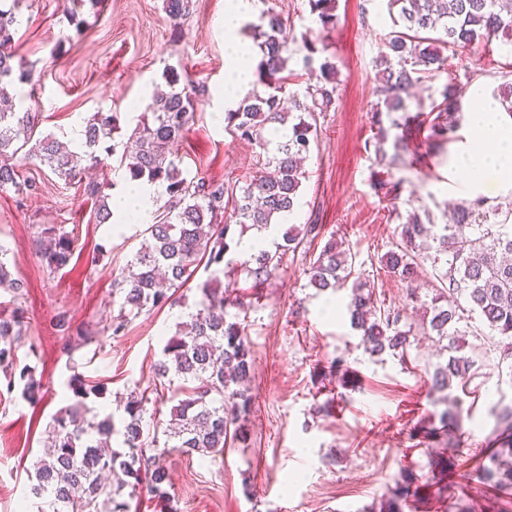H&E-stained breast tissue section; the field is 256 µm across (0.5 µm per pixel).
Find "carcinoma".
<instances>
[{"instance_id": "obj_1", "label": "carcinoma", "mask_w": 512, "mask_h": 512, "mask_svg": "<svg viewBox=\"0 0 512 512\" xmlns=\"http://www.w3.org/2000/svg\"><path fill=\"white\" fill-rule=\"evenodd\" d=\"M24 0H0V190L12 188L27 196L37 195L40 183L21 178L18 154L47 167L66 183L77 179L76 152L71 142L53 134L37 133V115L26 100L12 94L15 83H30L33 72L12 51L17 13ZM310 14L323 31L336 25L335 0H308ZM174 31L189 14L191 0H166ZM392 27L382 39L375 58L377 92L382 105L375 107L372 128L376 153L388 159L386 170L377 173L376 186L394 189L391 169L401 153L425 149L429 153L449 140L456 129L465 87L452 71L451 60L458 49L488 43L496 37L512 46V0H387ZM288 20L269 9L260 16L263 28L259 43L260 88L243 100L233 112L224 113L226 128L237 137L255 144L257 175L243 186L190 176L176 164L175 149L194 120L196 88L189 80L170 70L165 76L168 89L152 96L149 112L137 119L121 155L115 134L121 131L116 112L93 113L82 125L78 149L94 167L104 168L116 157L115 169L124 170L131 181L146 180L164 188L163 205L154 213L153 223L144 229L140 248L127 263L125 272L114 278L112 335L124 333L131 319L144 312L165 307L169 291L188 283L204 267L210 278L197 285L199 299L187 320L163 347V360L155 372L151 392L176 388L186 398L170 412V432L164 443L145 435V415L152 399L146 392L130 391L123 402V415L100 418L89 415L86 399L103 395L107 388L73 372L67 381L70 403L53 416L46 431L43 456L33 465V494L49 498L52 512H131V501L146 490L169 507L171 488L166 457L174 452L203 457L224 453V448L250 446L244 429L253 412L251 382L255 351L239 314L245 310L238 296L226 293L219 275L245 276L258 287L280 270L288 252L321 237L322 225L304 224L282 236L275 249L261 248L242 258H233L240 239L250 230L261 233L293 213L299 188L305 179L301 161L318 136V119L336 103V64L317 60L313 40L302 38L290 45L286 36ZM302 56L307 75L302 94L293 93L290 107H283L282 95L293 78L287 72L291 55ZM445 79L439 97L427 96L429 103H416L411 112L408 101L415 86ZM503 108L512 114V73L505 71L497 87ZM282 126L288 135L276 142L265 132ZM393 142L387 155L385 143ZM107 183L85 186L94 200L98 224L112 218ZM483 201L475 200L455 208L452 222L437 224L429 211L414 212L398 225L399 240L380 258L391 276L405 282L409 297L419 299L417 281L425 267L437 282L435 294L423 309L421 327L439 340L447 356L432 364L429 391H450L465 384L476 365V357L464 353L458 323L464 314L478 315L496 338L500 360L508 363L512 375V216L496 224H479ZM75 237L65 224H40L34 244L46 272L55 274L67 267L74 255ZM8 249L0 243V295L16 303L24 296V284L15 278L7 261ZM355 255L343 241L328 239L309 263V284L320 290L348 289L351 325L360 332L361 346L372 356L387 350L406 353L413 325L403 324L399 310L378 306L375 285L364 274L354 275ZM27 332L25 311L17 306L10 313L0 310V372L11 393L20 389L21 398L32 406L44 398V384L34 369L17 364V350ZM448 438L459 425L457 402L439 415ZM122 437V449L112 448V438ZM417 478L406 471L385 499L379 512H404L407 499L418 490ZM476 481L512 492V406L496 415L490 447L483 450Z\"/></svg>"}]
</instances>
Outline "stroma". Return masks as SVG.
<instances>
[{"mask_svg":"<svg viewBox=\"0 0 512 512\" xmlns=\"http://www.w3.org/2000/svg\"><path fill=\"white\" fill-rule=\"evenodd\" d=\"M70 5V0H27L17 15L15 48L34 72L33 84L19 90L35 95L39 132L71 136L99 110L118 112L123 132H130L136 124L130 102L148 106L173 69L199 90L194 123L178 147L179 167L216 181L242 182L256 171L257 147L218 123L214 109L229 65L251 74L257 70L259 12L271 7L288 15L292 37L310 34L321 56L335 62L339 85L335 106L319 119L290 222H312L324 235L344 240L355 255V271L374 279L384 307L407 310L409 322H418L405 285L379 264L397 239L388 212L425 207L439 217L448 204L459 203L450 159L461 149L467 125L459 123L453 142L440 152L406 157L394 172L401 182L398 199L375 188L374 60L392 25L386 0H336L337 25L324 32L307 0H254L248 27L236 30L253 52L234 62L216 27L225 0H191L177 34L166 0L84 6L79 30L69 23ZM500 46L496 40L459 51L453 66L467 89L462 112L475 107L474 87L492 95L500 72L512 71V53ZM21 174L40 182L41 191L28 198L0 191V242L10 249L14 276L26 285L22 306L28 328L18 361L36 366L48 393L33 407L6 393L0 382V512H23L28 473L42 452L46 428L70 396L71 372L107 382L115 393L152 385L167 338L199 298L197 291L185 292L180 303L141 314L123 335L112 336L106 330L112 281L139 248L142 225L127 223L114 231L95 223L84 182L67 185L48 168L33 165L23 166ZM40 224L75 228L74 256L54 275L34 249L33 232ZM322 246L318 240L287 254L277 276L258 288L240 283L255 304L246 318L256 352L254 410L245 425L251 445L205 459L171 455L175 512H369L406 470L417 477L418 494L404 512H454L451 503L459 497L473 499L476 512H491L492 493L473 475L497 408L512 404V377L502 373L498 349L485 348L487 327L475 318L465 328L467 345L481 354L467 385L454 391L462 409L458 444L430 436L445 408L440 394L430 393L427 375L440 349L437 337L413 336L401 358L366 353L351 325L345 292L321 293L308 283L305 270ZM97 250L102 256L96 261ZM62 314L73 324L99 329V342L68 349L56 326ZM337 358L344 359L345 372L328 375ZM442 450L457 458L445 478L433 467Z\"/></svg>","mask_w":512,"mask_h":512,"instance_id":"obj_1","label":"stroma"}]
</instances>
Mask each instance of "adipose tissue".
Returning <instances> with one entry per match:
<instances>
[{"instance_id":"ef3b65f1","label":"adipose tissue","mask_w":512,"mask_h":512,"mask_svg":"<svg viewBox=\"0 0 512 512\" xmlns=\"http://www.w3.org/2000/svg\"><path fill=\"white\" fill-rule=\"evenodd\" d=\"M477 101L468 123L469 143L452 159L457 169L467 173L459 187L465 194L488 181L512 186V129L501 123L496 102L482 94Z\"/></svg>"}]
</instances>
